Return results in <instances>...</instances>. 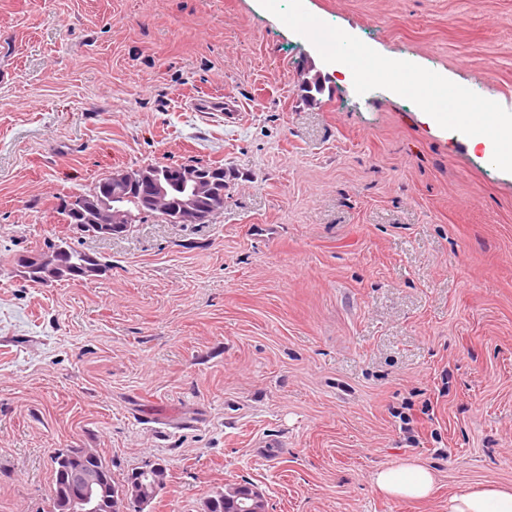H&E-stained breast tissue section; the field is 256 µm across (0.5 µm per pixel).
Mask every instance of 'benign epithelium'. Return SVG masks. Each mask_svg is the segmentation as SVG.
Returning a JSON list of instances; mask_svg holds the SVG:
<instances>
[{
    "mask_svg": "<svg viewBox=\"0 0 512 512\" xmlns=\"http://www.w3.org/2000/svg\"><path fill=\"white\" fill-rule=\"evenodd\" d=\"M213 170L182 164L171 169L162 166H146L132 170L114 171L108 180L94 191L101 204L92 208L88 198L69 200L65 224L85 232L89 224H95L101 236H118L138 219L152 216L154 212L126 205L130 194L145 188L155 206L168 212L171 224H206L217 209L205 208L201 200L216 195L212 181ZM66 248L53 245L35 256L24 257L22 273L52 271L61 264ZM97 453L91 448H71L58 451L57 498L63 512H102L106 505L120 503L125 508L142 510L149 499L164 486L166 468L152 463L134 471L119 496H111L112 489L105 471L90 463ZM234 498L237 512H268V503L261 491L250 483L230 482L224 486V498Z\"/></svg>",
    "mask_w": 512,
    "mask_h": 512,
    "instance_id": "1",
    "label": "benign epithelium"
}]
</instances>
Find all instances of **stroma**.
Listing matches in <instances>:
<instances>
[{"mask_svg":"<svg viewBox=\"0 0 512 512\" xmlns=\"http://www.w3.org/2000/svg\"><path fill=\"white\" fill-rule=\"evenodd\" d=\"M304 5L512 111V0ZM192 161L227 174L209 223L101 239L57 212L112 171ZM63 236L106 273L24 280L13 257ZM67 448L118 480L164 464L150 512L229 481L269 512L512 488V173L410 100L357 95L259 0H0V512H46ZM410 460L432 494H381Z\"/></svg>","mask_w":512,"mask_h":512,"instance_id":"35a3bbf8","label":"stroma"}]
</instances>
